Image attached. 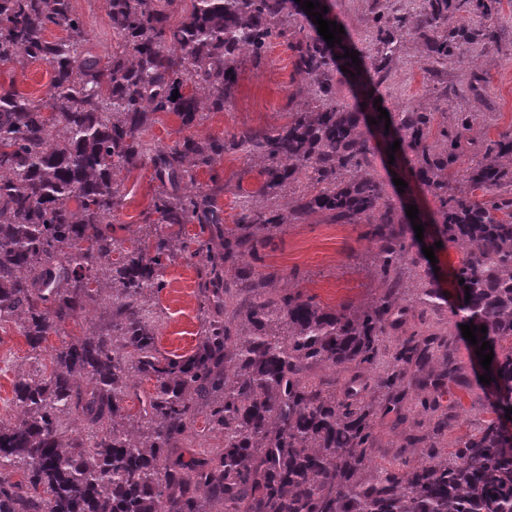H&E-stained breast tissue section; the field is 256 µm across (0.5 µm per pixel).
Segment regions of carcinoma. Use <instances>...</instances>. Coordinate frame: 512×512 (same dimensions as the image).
I'll return each mask as SVG.
<instances>
[{"instance_id": "carcinoma-1", "label": "carcinoma", "mask_w": 512, "mask_h": 512, "mask_svg": "<svg viewBox=\"0 0 512 512\" xmlns=\"http://www.w3.org/2000/svg\"><path fill=\"white\" fill-rule=\"evenodd\" d=\"M183 2L108 0L112 54L102 58L86 48L73 0H0V65L52 71L38 100L0 86V323L48 357L14 385L18 416L0 420V512H512V129L480 137L472 113L454 112L435 132L436 112L422 105L387 121L374 114L380 138L413 154L438 202L413 223L371 174L365 113L336 97L344 43L308 29L296 0H190L187 11ZM498 3L384 0L371 18V81L387 83L412 40L423 64L452 61L470 83L488 82L466 59L495 42ZM51 27L67 36L48 39ZM280 39L299 76L285 123L168 148L141 139L161 113L190 127L224 111L242 61L264 67ZM238 153L260 164L261 201H242L224 224V187L196 173ZM466 154L471 164L451 178ZM144 159L161 187L144 237L128 243L110 229L118 174ZM315 214L367 225L380 283L369 301L325 308L255 266L274 234ZM415 223L435 226L423 233L430 245L461 254L453 279L470 299L451 314L477 326L472 349L487 341L494 353L481 370L492 377V417L450 448L436 443L458 419L449 385H470L453 339L387 341L408 289L424 309L443 308V288L413 253ZM189 224L199 226L183 250L198 259L201 330L190 353L168 356L152 296ZM93 305L112 331L47 345ZM342 371L359 390L337 392ZM388 417L404 444L394 462L375 464ZM15 469L23 479L3 476Z\"/></svg>"}]
</instances>
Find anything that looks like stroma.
<instances>
[{
	"instance_id": "1",
	"label": "stroma",
	"mask_w": 512,
	"mask_h": 512,
	"mask_svg": "<svg viewBox=\"0 0 512 512\" xmlns=\"http://www.w3.org/2000/svg\"><path fill=\"white\" fill-rule=\"evenodd\" d=\"M74 8L84 21L85 29L100 54L112 51V38L108 19L101 0H73ZM373 0H328L327 6L337 23L345 30V40L350 50L360 58H367L373 48L366 25ZM499 51L477 56L476 61L489 71L487 83L463 88L457 104L462 111L475 113L478 126L489 137L512 129V0H501L496 17ZM416 43H407L401 56L393 64L390 87H371L362 93L349 75H342L336 86L337 96L346 106L362 104L365 95L379 99L389 111L401 110L426 102L435 111L443 106L437 96L443 85L458 84L460 72L456 64H448L438 75H431L416 61ZM50 80V70L42 63L0 66V86L15 87L34 98H42ZM297 77L291 64L290 52L282 43H273L268 50V63L261 69L243 65L232 101L223 111L205 114L194 126L182 127L172 114L158 116L142 137L152 145L170 146L180 137L193 134L199 137L221 136L225 132L244 128H274L284 123L289 96L296 86ZM389 150L379 145L373 163V176L387 194L402 204L417 202L425 215L435 212L437 203L433 196L414 178V158L404 156L401 163H389ZM406 183L405 190H398L395 179ZM119 180L123 203L112 218V233L124 240L136 238L143 224L152 195L159 187L149 164L122 171ZM199 183L214 182L224 190L217 197L225 223H233L238 204L247 194L255 192L261 181L256 161L245 154L225 157L214 172H198ZM365 225L329 224L322 216L315 215L307 223L289 228L277 242V248L268 252L262 267L277 272L288 279L307 296L327 307L356 305L368 300L378 282L368 266L366 256L372 249L365 239ZM435 257L439 272L437 278L446 284V300L449 310L437 315L428 314L426 319H413L410 329L428 331L437 324L448 327L453 338L456 360L466 374L474 372L473 353L462 340L458 323L450 314L451 307L459 303L455 288L448 280L457 265L455 247L436 249ZM196 259L180 256L170 265L164 276L165 286L156 297L157 309L162 316L159 346L167 355L188 353L200 331L198 319L199 301L196 295ZM34 355L14 325L0 327V419L14 417L13 383L18 375L33 371ZM461 408L458 424L450 435L458 440L479 421L486 418L489 394L483 383L473 379L469 390L459 394Z\"/></svg>"
}]
</instances>
